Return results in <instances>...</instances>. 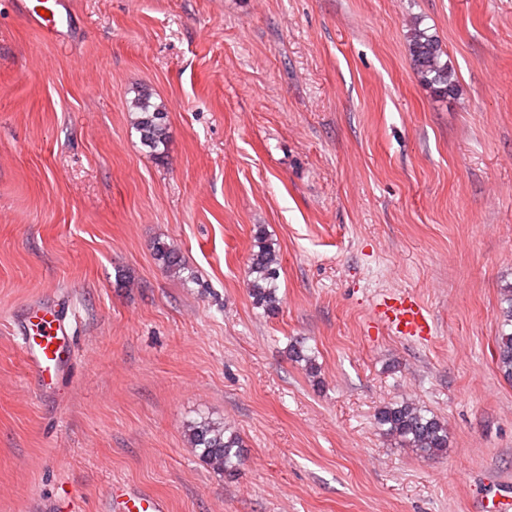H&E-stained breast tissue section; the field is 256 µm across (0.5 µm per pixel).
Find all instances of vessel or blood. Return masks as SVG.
<instances>
[{"label":"vessel or blood","mask_w":512,"mask_h":512,"mask_svg":"<svg viewBox=\"0 0 512 512\" xmlns=\"http://www.w3.org/2000/svg\"><path fill=\"white\" fill-rule=\"evenodd\" d=\"M16 8L43 37L52 38L68 24L71 4L69 0H17ZM378 308L398 335L424 339L434 331L428 311L414 297L385 298ZM69 320V307L63 303L36 305L27 313L22 340L30 369L41 383L53 382L71 365L74 337ZM114 507L116 512H167L164 501L146 494L118 493Z\"/></svg>","instance_id":"1"}]
</instances>
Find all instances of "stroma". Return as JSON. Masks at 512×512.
Returning <instances> with one entry per match:
<instances>
[{
  "instance_id": "35a3bbf8",
  "label": "stroma",
  "mask_w": 512,
  "mask_h": 512,
  "mask_svg": "<svg viewBox=\"0 0 512 512\" xmlns=\"http://www.w3.org/2000/svg\"><path fill=\"white\" fill-rule=\"evenodd\" d=\"M48 40L0 0V512H478L512 491V0H71ZM436 36L455 96L422 86ZM149 92L164 157L134 128ZM281 259L255 307L256 229ZM174 246V275L153 244ZM410 292L435 331L393 334ZM71 302L76 360L50 387L17 322ZM301 341L311 382L288 357ZM404 398L448 426L422 458L374 424ZM223 419L236 475L183 425ZM414 22L408 32L409 54L415 74L420 83L443 96L455 94L456 75L434 35L428 34ZM501 304L506 306H501L500 311L502 324L496 341L497 364L500 373L512 381V285L504 289ZM507 326H511L510 333L505 331ZM115 512H167L165 502L146 494L116 492Z\"/></svg>"
}]
</instances>
